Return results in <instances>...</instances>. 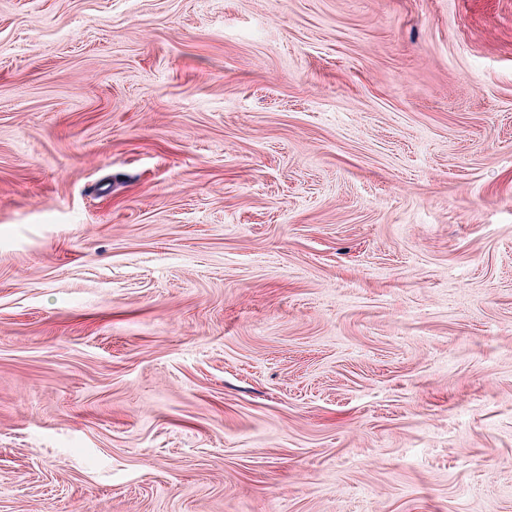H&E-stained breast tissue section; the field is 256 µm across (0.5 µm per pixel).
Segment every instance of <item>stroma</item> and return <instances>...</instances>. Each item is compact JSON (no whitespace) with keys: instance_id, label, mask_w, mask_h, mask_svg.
<instances>
[{"instance_id":"1","label":"stroma","mask_w":512,"mask_h":512,"mask_svg":"<svg viewBox=\"0 0 512 512\" xmlns=\"http://www.w3.org/2000/svg\"><path fill=\"white\" fill-rule=\"evenodd\" d=\"M0 512H512V0H0Z\"/></svg>"}]
</instances>
